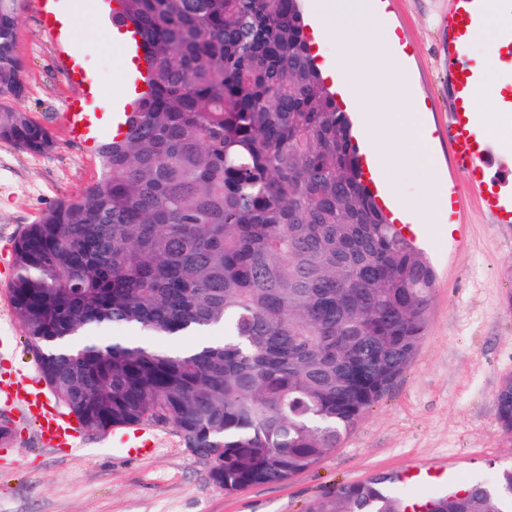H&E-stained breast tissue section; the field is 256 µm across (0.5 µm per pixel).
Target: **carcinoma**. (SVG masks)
Returning a JSON list of instances; mask_svg holds the SVG:
<instances>
[{"mask_svg":"<svg viewBox=\"0 0 512 512\" xmlns=\"http://www.w3.org/2000/svg\"><path fill=\"white\" fill-rule=\"evenodd\" d=\"M151 91L103 143L102 176L14 245L13 315L79 424H173L227 494L278 484L340 447L411 364L435 288L390 223L326 84L300 0H117ZM20 0H0V98L26 93ZM0 141L50 131L0 103ZM139 336L101 344L105 325ZM512 433V378L496 396ZM391 477L342 483L310 512H407ZM426 512H512V467Z\"/></svg>","mask_w":512,"mask_h":512,"instance_id":"obj_1","label":"carcinoma"}]
</instances>
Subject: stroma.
Returning a JSON list of instances; mask_svg holds the SVG:
<instances>
[{"mask_svg": "<svg viewBox=\"0 0 512 512\" xmlns=\"http://www.w3.org/2000/svg\"><path fill=\"white\" fill-rule=\"evenodd\" d=\"M450 0H379V16L401 46L399 65L423 104L432 141L414 164H394L407 201L438 181L450 207L412 235L432 263L430 321L416 355L340 448L282 484L227 494L184 447L174 425L145 424L146 457L127 454L131 430H81L76 448L42 442L23 407L0 404L11 434L0 440V512H309L337 484L397 473L409 464H445L459 486L493 482L512 466V434L503 431L496 394L512 378V223L485 210L478 189L452 160L448 44L440 17ZM45 0H22L17 45L26 96L17 106L46 126L55 147L34 154L0 142V372L39 379L37 358L12 313L13 245L42 212L79 196L101 174L95 149L75 140L64 114L90 100V83L116 95V52L104 30L76 19L67 42L41 20Z\"/></svg>", "mask_w": 512, "mask_h": 512, "instance_id": "obj_1", "label": "stroma"}]
</instances>
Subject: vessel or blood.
Returning <instances> with one entry per match:
<instances>
[{
    "label": "vessel or blood",
    "instance_id": "b4317fda",
    "mask_svg": "<svg viewBox=\"0 0 512 512\" xmlns=\"http://www.w3.org/2000/svg\"><path fill=\"white\" fill-rule=\"evenodd\" d=\"M501 26L493 46L502 71L503 85L499 91L497 110L503 116L512 115V0H497ZM486 0H452L451 7L442 18V27L448 33V88L453 99V119L449 137L456 161L466 170L472 186L481 188L487 210L504 222H512V173L492 172L491 144L478 119L475 101L482 83V72L465 57V49L484 21ZM120 50L134 65L124 77L121 108L113 113L110 125L123 130L130 115L131 103L142 93L149 71L145 61L144 41L131 24L118 28ZM65 119L74 138L87 145H95L100 129L95 113L85 111L82 105H72ZM496 179L500 190L488 189V179ZM0 402L21 404L40 421L43 439L55 447H66L76 437L74 420L61 412L51 401L42 399L40 389L25 380H0ZM400 483L431 482L440 491L452 488L457 482L455 471L445 466H410L399 474Z\"/></svg>",
    "mask_w": 512,
    "mask_h": 512
}]
</instances>
